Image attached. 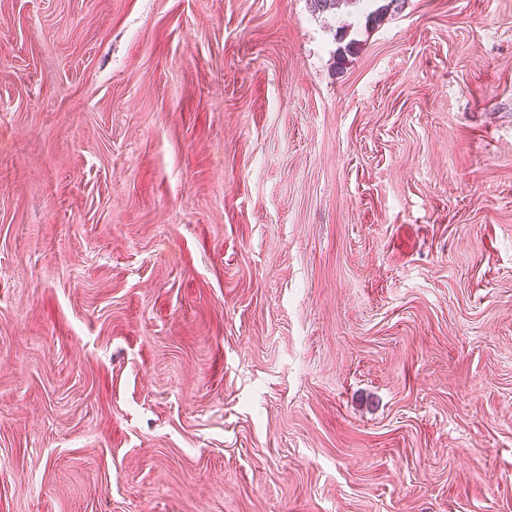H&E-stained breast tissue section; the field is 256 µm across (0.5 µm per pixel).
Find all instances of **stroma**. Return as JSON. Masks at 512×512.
I'll return each mask as SVG.
<instances>
[{
  "label": "stroma",
  "mask_w": 512,
  "mask_h": 512,
  "mask_svg": "<svg viewBox=\"0 0 512 512\" xmlns=\"http://www.w3.org/2000/svg\"><path fill=\"white\" fill-rule=\"evenodd\" d=\"M0 512H512V0H0Z\"/></svg>",
  "instance_id": "1"
}]
</instances>
